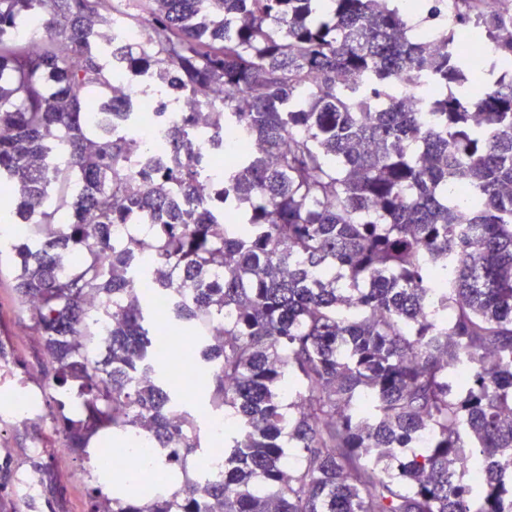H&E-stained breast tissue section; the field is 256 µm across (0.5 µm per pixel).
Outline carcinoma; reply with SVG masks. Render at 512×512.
Wrapping results in <instances>:
<instances>
[{"label":"carcinoma","instance_id":"carcinoma-1","mask_svg":"<svg viewBox=\"0 0 512 512\" xmlns=\"http://www.w3.org/2000/svg\"><path fill=\"white\" fill-rule=\"evenodd\" d=\"M43 2L0 0V221L22 226L0 262L51 354L59 446L165 449L89 512H512V12L483 18L481 62L454 47L481 0H447L431 47L398 0H127L143 35L119 69L88 41L115 0ZM38 14L32 49L15 30ZM132 75L198 101L141 182L163 108L111 102L101 131L87 99ZM226 131L260 152L195 148ZM162 296L207 414L233 415L223 475L165 494L201 435L160 370Z\"/></svg>","mask_w":512,"mask_h":512}]
</instances>
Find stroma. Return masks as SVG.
<instances>
[{
	"label": "stroma",
	"mask_w": 512,
	"mask_h": 512,
	"mask_svg": "<svg viewBox=\"0 0 512 512\" xmlns=\"http://www.w3.org/2000/svg\"><path fill=\"white\" fill-rule=\"evenodd\" d=\"M14 285L11 265L0 266V512H89L92 484L82 457L59 452L40 411L21 420L14 413L16 397L48 390L42 339L25 330ZM29 477L36 486L17 504L14 488Z\"/></svg>",
	"instance_id": "stroma-1"
}]
</instances>
